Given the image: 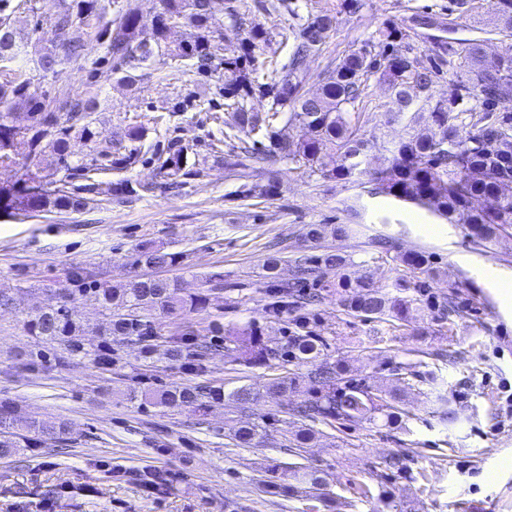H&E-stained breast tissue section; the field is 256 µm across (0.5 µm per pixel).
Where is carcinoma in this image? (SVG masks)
Listing matches in <instances>:
<instances>
[{"label":"carcinoma","mask_w":512,"mask_h":512,"mask_svg":"<svg viewBox=\"0 0 512 512\" xmlns=\"http://www.w3.org/2000/svg\"><path fill=\"white\" fill-rule=\"evenodd\" d=\"M113 6L114 16L108 19L101 0H61L59 10L49 18L57 43L41 48L33 68L27 70L10 67L22 50L9 22L11 0H0V165L18 164L24 169L22 183L0 184V209L32 217L42 212H83L91 195L97 193L99 171L127 169L139 161L138 148L103 137L94 126L93 114L100 108L97 97L50 100L42 91L40 79L49 73L64 75L68 65L83 56L84 44L70 36L78 22L104 48V55L86 71L94 81L105 71L120 72V81L132 85L164 55L181 63L182 74L188 76L205 73L216 62L223 65L224 99L233 114V123L224 129V140L234 142L242 154H255L266 140L276 161L336 181L364 176L378 193L425 206L450 224L466 225L470 237L480 245L512 235V50L488 58L484 37L474 31L467 37H445L443 19L418 12L413 26L385 24L362 46L336 60L322 74L319 92L308 96L301 92V75L333 27L335 16L331 14L298 24L292 30L288 61L273 68L270 80L262 82L259 74L265 61L260 56L266 32L257 25L244 30L236 7H228L219 17L216 0H162V11L146 31L130 0H116ZM491 7L500 30L512 33V0H491ZM179 26L196 29L193 39L171 41L172 29ZM217 28L239 37L238 54L221 57L222 44L213 36ZM419 38L428 42L424 62L417 55ZM369 74L379 75L392 89L396 110L389 113V119L398 114L427 113V128L412 130L386 149L382 162L372 170L361 168L368 141L360 134L359 113L355 112L365 94L364 77ZM447 75L452 77V87L448 96L438 98L434 88ZM17 98L28 105L21 120L11 110V102ZM256 98L267 101L265 111H255L252 101ZM284 119L304 127L307 137L297 141L284 137L278 128ZM77 139L96 143L92 158H74L72 142ZM154 157L169 177L185 175L186 146L171 141L166 152ZM48 165L64 170L61 185L53 190L43 188L39 180V173ZM280 186L275 171L262 185H240L236 196L242 201L269 198L279 193ZM148 191L149 186L128 179L112 184L116 196ZM327 230L339 238L349 233L343 224L329 229L310 224L306 236L316 240ZM400 261L420 274L432 272L431 256L424 252L404 253ZM175 263L174 254L147 244L139 246L133 257L135 266L164 269ZM294 263L295 278L273 285L272 302L267 305L276 316L284 317L283 336L277 342L251 325L228 330L214 325L200 330L185 324L164 336L156 317L184 321L188 314L205 309L207 295L186 296L176 280L163 276H136L114 287L98 279L95 272L76 267L71 279L77 287L66 289L56 304L27 323L28 331L41 343L31 357L41 362L85 361L110 371L112 344L130 343L140 347L145 371L175 363L201 375L205 359L218 350L221 338L247 364L277 360L284 367L307 369L304 375L287 370L264 386L268 394L286 396L301 380H308L309 397L289 409V414L303 422L331 425L365 419L388 428L403 427L406 412L401 389L395 386L375 392L364 381L348 376L344 365L330 361L328 340L312 329L310 306L322 296L318 290L305 292L320 283L318 278L311 282L308 278L317 270H339L346 259L327 251L310 258L297 257ZM338 287L344 289L339 304L356 316L391 318L403 326L415 318L413 300L377 291L365 278L346 277ZM86 293L96 296L109 312L102 339L96 344L82 341L83 323L74 310L77 296ZM428 307L442 321L465 314V306L451 295L429 297ZM114 396L145 410L202 416L213 403L224 401V387L207 381L159 383L129 387ZM260 397V389L251 385L229 394L241 412ZM265 435V428L247 424L237 429L235 440L241 447H253ZM71 442L67 423L25 417L8 401H0V457L20 455L38 445L63 449ZM297 477L315 490L323 483L319 471L294 461L273 465L261 484L289 493V480Z\"/></svg>","instance_id":"cac0c4a2"}]
</instances>
